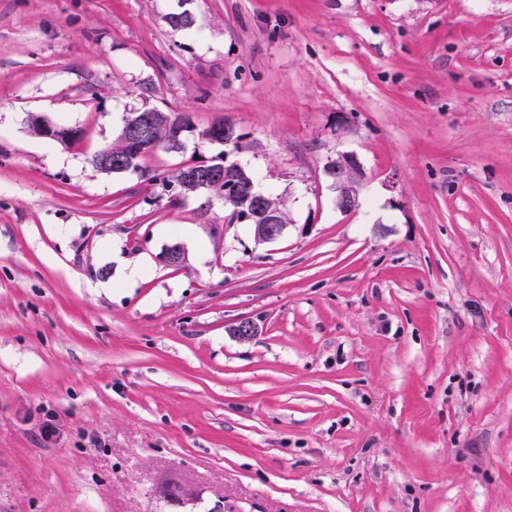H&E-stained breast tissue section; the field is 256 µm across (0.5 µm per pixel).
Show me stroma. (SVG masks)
Masks as SVG:
<instances>
[{
    "instance_id": "1",
    "label": "stroma",
    "mask_w": 512,
    "mask_h": 512,
    "mask_svg": "<svg viewBox=\"0 0 512 512\" xmlns=\"http://www.w3.org/2000/svg\"><path fill=\"white\" fill-rule=\"evenodd\" d=\"M146 105L285 235L93 169ZM0 512H512V0H0ZM29 128L33 134L39 137L63 144L77 140L81 136V130L78 127L52 123L36 114L30 116ZM225 122H229V123H225ZM236 135H240V133H238V130H237V127L235 126V124L231 123L228 120H221V121L214 122L209 127L207 139L212 142H216V143H220V144L224 143L225 145L230 147V145L236 141V139H235ZM248 146L249 145L247 143H245L244 141L239 144L234 143L233 148H231V150L239 151V153L236 154V156H238V155L246 152L247 150H241V149L247 148ZM339 189L338 205L344 212H351L359 206L360 165L351 153H340L329 168Z\"/></svg>"
}]
</instances>
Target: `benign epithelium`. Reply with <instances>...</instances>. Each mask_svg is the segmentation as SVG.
Here are the masks:
<instances>
[{"label": "benign epithelium", "instance_id": "1", "mask_svg": "<svg viewBox=\"0 0 512 512\" xmlns=\"http://www.w3.org/2000/svg\"><path fill=\"white\" fill-rule=\"evenodd\" d=\"M166 122L175 132V140L171 142V150L181 152L186 149L187 141L183 134L192 130L189 118L185 115L174 118L164 111L154 108L130 113L120 130L121 137L126 145V155L141 154L152 144L153 128ZM30 131L46 139L59 143H69L81 136L77 127L52 123L40 115L29 118ZM238 130L235 124L217 121L209 127L207 139L225 144L235 142ZM97 171L110 174L112 170L123 168L126 165L125 155L112 156V150L104 147L97 151ZM244 170L240 162H229L227 165L200 163L194 164L186 170L185 181L197 188L225 185V193L216 197H208L205 205L212 206L213 200L227 202L232 198L242 197L248 203L245 213L235 212L234 221L251 224L253 237L258 243H274L280 240L288 225L281 222L279 213L271 206L272 198L260 191L255 182L237 184L238 172ZM359 172L360 165L357 158L351 153H340L330 166L329 173L334 178L339 189L338 205L344 212H351L359 206Z\"/></svg>", "mask_w": 512, "mask_h": 512}]
</instances>
